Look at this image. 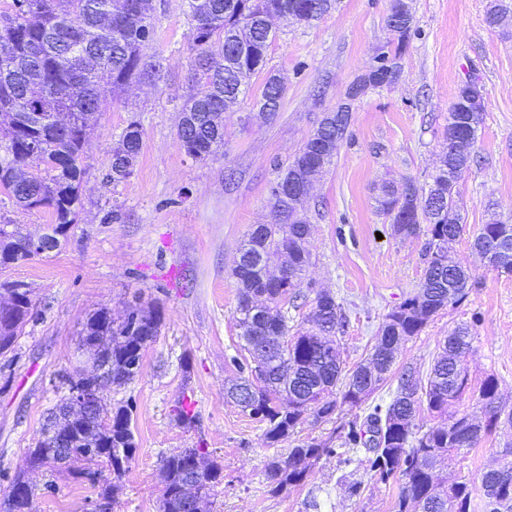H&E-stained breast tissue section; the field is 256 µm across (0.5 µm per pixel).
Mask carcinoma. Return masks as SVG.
<instances>
[{
  "label": "carcinoma",
  "mask_w": 512,
  "mask_h": 512,
  "mask_svg": "<svg viewBox=\"0 0 512 512\" xmlns=\"http://www.w3.org/2000/svg\"><path fill=\"white\" fill-rule=\"evenodd\" d=\"M192 27L195 51L191 91L181 112L198 115L191 126L181 125L180 149L193 159H204L224 146V112L246 95L242 78L265 66L266 54L276 40L268 18L296 22L320 18L331 0H183ZM389 18L405 38L412 13L402 0H393ZM0 132L6 135L5 157L0 158V193L25 211H44L52 224L45 234L54 246L67 236L83 208L82 185L87 176L85 145L112 98L145 78L159 79L163 63L144 53L156 29L151 0H12L0 17ZM402 47L374 75L388 69L400 73ZM284 87L275 76L263 86L259 103L269 117L279 109ZM484 112L483 94L460 87L448 112V145L428 187L413 181L401 193L384 183L379 206L395 234L427 236L425 271L417 291L389 312L368 363L342 375L333 339L346 319L336 298L320 292L309 322L313 329L288 336V302L301 296V275L310 263L305 243L310 224L298 216L299 194L336 155L349 127L348 107L329 113L316 130V139L303 145L280 166L272 188L276 222L259 224L241 248L232 275L239 288L237 322L244 347L256 359L253 366L237 364L248 372L226 395L242 411L266 426L268 445L288 438L306 415L331 418L337 403L354 407L386 380L399 346L418 335L428 321L450 304L464 300L475 285L470 269L448 253V241L462 231L454 188L458 174L472 159L476 133ZM142 127L131 119L112 149L105 174L119 183L131 176L142 147ZM25 239L17 228L0 226V267L33 258L20 249ZM472 248L500 274H512V224L500 220L483 224L472 236ZM11 307L0 324V355L11 351L24 325L32 318V291L23 282H3L0 294ZM161 317L133 310L117 322L101 309L87 321L80 346L96 373L83 369L66 378L67 386L83 384L105 391L133 380L129 365L142 358L144 348L157 336ZM474 334L469 326L453 330L441 342L427 377L401 372L389 400H380L361 423H348L341 446L316 444L290 449L285 461L269 463L267 479L280 487L304 480L311 463L334 456L349 465L353 453L366 449L362 459L372 478L386 483L403 481L395 512H512V448L498 467L483 473L480 490L466 480L449 485L436 482L437 465L453 451L467 450L500 424H512L505 412L495 377H486L478 389L483 418L448 413L469 390L464 359ZM449 414L448 422L424 431L416 424L422 411ZM131 407L112 409V427H104L79 408L62 403L44 425L26 463L35 467L62 464L64 458L46 447L45 437L59 427L68 431L69 452L93 453L105 459L109 476L85 474L92 483L104 480L100 496L109 501L136 451L131 429ZM205 448H184L162 460V512H209L210 497L224 480V468L213 461L202 472L194 461ZM11 481L4 512H33L32 488L21 492Z\"/></svg>",
  "instance_id": "obj_1"
}]
</instances>
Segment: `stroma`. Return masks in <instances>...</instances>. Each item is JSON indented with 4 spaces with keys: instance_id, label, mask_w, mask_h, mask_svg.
Instances as JSON below:
<instances>
[{
    "instance_id": "obj_1",
    "label": "stroma",
    "mask_w": 512,
    "mask_h": 512,
    "mask_svg": "<svg viewBox=\"0 0 512 512\" xmlns=\"http://www.w3.org/2000/svg\"><path fill=\"white\" fill-rule=\"evenodd\" d=\"M488 2L411 0L412 28L403 39L387 26L391 0H333L319 20L279 22L264 69L247 79L248 97L224 115L223 147L196 161L177 141V107L195 57L191 21L182 0H152L158 32L152 49L166 60L164 76L123 94L101 115L87 147L84 209L60 249L0 270V281L32 288L37 310L0 357V499L21 470L35 490L34 512H92L98 490L84 474L105 470L104 462L80 460L57 472L24 464L49 410L68 393L64 375L85 362L80 333L101 309L118 320L133 307L162 315L138 375L104 394L110 407L133 402L137 443L112 512H161L162 460L185 448L208 449L224 467L210 512H394L401 481L384 484L362 467L324 457L300 484L276 489L267 465L296 446L338 447L341 424L388 398L403 370L427 375L438 342L461 324L475 332L467 361L471 385L494 376L512 407V276L487 268L470 247L490 214L512 223V24L488 26ZM398 47V81L346 101L347 88L376 56ZM270 75L286 87L272 118L256 105ZM469 78L482 88L485 111L470 165L457 180L465 231L450 251L472 270L473 290L401 345L386 381L360 407H338L329 420L306 416L287 440L268 446L264 425L227 400L224 390L239 376L236 362L252 360L240 339L231 271L253 227L273 220L279 163L303 146L325 113L350 103L347 137L304 204L311 262L288 325L310 329L307 315L317 292L332 293L347 317L337 342L344 369H352L368 358L385 315L424 275V238L393 233L378 211L379 186L427 182L454 92ZM133 118L143 127L139 160L128 180L106 183L112 149ZM115 199L123 204V222L102 223ZM174 264L181 276L171 284L164 274ZM187 399L198 416L190 428L176 417ZM508 444L512 427L499 428L467 453L450 455L440 472L479 483ZM350 480L361 482L359 496L349 495Z\"/></svg>"
}]
</instances>
